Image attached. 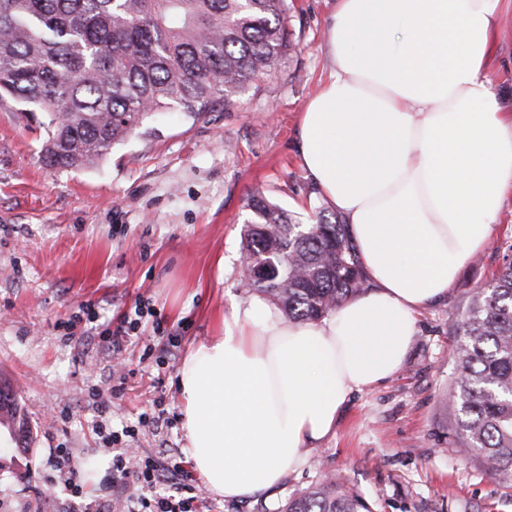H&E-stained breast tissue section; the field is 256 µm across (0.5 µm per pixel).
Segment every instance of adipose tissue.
<instances>
[{
    "instance_id": "obj_1",
    "label": "adipose tissue",
    "mask_w": 512,
    "mask_h": 512,
    "mask_svg": "<svg viewBox=\"0 0 512 512\" xmlns=\"http://www.w3.org/2000/svg\"><path fill=\"white\" fill-rule=\"evenodd\" d=\"M511 1L336 0L299 158L372 288L305 322L254 295L187 354L184 451L225 500L267 493L334 435L349 395L400 370L420 313L491 241L512 194V96L487 60Z\"/></svg>"
}]
</instances>
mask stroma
Listing matches in <instances>:
<instances>
[{
	"instance_id": "obj_1",
	"label": "stroma",
	"mask_w": 512,
	"mask_h": 512,
	"mask_svg": "<svg viewBox=\"0 0 512 512\" xmlns=\"http://www.w3.org/2000/svg\"><path fill=\"white\" fill-rule=\"evenodd\" d=\"M295 50L233 105L172 112L113 147L100 163L52 169L42 161L41 114L0 103V381L16 392L33 439L0 450V512H69L55 448L69 449L86 497L112 466L108 433L130 429L142 457L182 461L178 371L253 294L241 232L255 192L305 221L324 205L299 161L298 123L328 73L323 53L335 0H288ZM487 75L512 95V9L490 44ZM512 241L507 199L490 246L467 261L442 303L423 311L410 353L383 383L353 392L333 437L269 496L237 502L214 492L211 512H277L323 476L341 478L371 512H512L497 484L449 426L448 357L456 319L487 287ZM151 311L113 368L97 329L136 302Z\"/></svg>"
}]
</instances>
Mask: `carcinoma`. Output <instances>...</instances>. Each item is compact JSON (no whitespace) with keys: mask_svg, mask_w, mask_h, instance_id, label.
<instances>
[{"mask_svg":"<svg viewBox=\"0 0 512 512\" xmlns=\"http://www.w3.org/2000/svg\"><path fill=\"white\" fill-rule=\"evenodd\" d=\"M288 0H0V102L43 114V157L52 169L93 165L161 112L197 117L231 104L294 49ZM243 252L279 261L249 283L293 321L336 312L370 286L347 225L314 212L307 224L255 194ZM489 286L475 293L448 351L457 377L448 392L463 450L512 485V243ZM20 449L30 429L11 387ZM280 512H370L326 476L291 495Z\"/></svg>","mask_w":512,"mask_h":512,"instance_id":"obj_1","label":"carcinoma"}]
</instances>
